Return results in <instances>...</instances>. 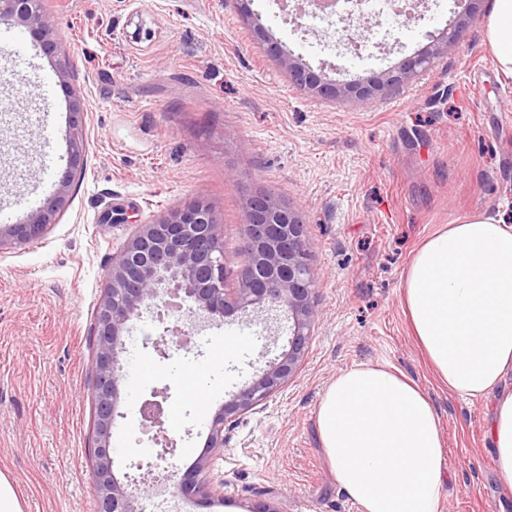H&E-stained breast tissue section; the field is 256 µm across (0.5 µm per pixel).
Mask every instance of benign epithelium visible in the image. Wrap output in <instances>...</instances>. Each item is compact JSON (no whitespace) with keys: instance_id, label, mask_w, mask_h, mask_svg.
Returning a JSON list of instances; mask_svg holds the SVG:
<instances>
[{"instance_id":"benign-epithelium-1","label":"benign epithelium","mask_w":512,"mask_h":512,"mask_svg":"<svg viewBox=\"0 0 512 512\" xmlns=\"http://www.w3.org/2000/svg\"><path fill=\"white\" fill-rule=\"evenodd\" d=\"M240 2L242 11L252 20L253 31L267 43L268 52L288 69L294 85L323 98L367 101L392 95L435 59L447 54L459 33L478 15L483 0H466L465 9L457 12L448 28L423 51L406 56L365 80L347 83L329 80L294 58L265 32L260 19L248 8L250 0ZM0 16L15 19L45 53H55L52 21L41 0H0ZM63 87L69 97L72 134L57 187L22 219L0 225V250L44 237L69 202L72 175L83 165L86 142L76 136L83 129V107L70 86L65 83ZM245 213L244 264L233 288L227 285L224 269V225L204 200L173 208L159 219L136 225L123 249L112 257L105 292L97 308L93 360V474L98 512H135L129 484L121 482L113 470L111 438L121 398L120 385L125 380L120 360L125 346L122 337L128 322L140 317L143 308L152 305L159 312L184 309L191 317L204 314L221 321L237 311L267 307L282 309L288 315V349L215 413L207 452L184 472L170 463L173 474L178 476L179 489L187 494L201 492L202 475L210 469L214 458L224 453V428L287 386L303 361L316 317L312 301L316 271L309 259L304 225L291 207L269 194L248 198ZM192 333V324L177 321L164 328V336L153 341L152 346L167 358L170 349H188ZM167 398L165 387L152 391L151 399L144 401V405L154 409L149 427L155 429L154 440L161 446V459L174 455L176 447L160 415L161 400Z\"/></svg>"}]
</instances>
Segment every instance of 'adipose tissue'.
Instances as JSON below:
<instances>
[{"mask_svg":"<svg viewBox=\"0 0 512 512\" xmlns=\"http://www.w3.org/2000/svg\"><path fill=\"white\" fill-rule=\"evenodd\" d=\"M484 42L512 80V0H494ZM401 305L449 392L493 402L486 428L501 494L512 501V225L476 212L436 229L401 282ZM316 432L360 512H439L444 439L428 396L387 364H359L327 386Z\"/></svg>","mask_w":512,"mask_h":512,"instance_id":"obj_1","label":"adipose tissue"}]
</instances>
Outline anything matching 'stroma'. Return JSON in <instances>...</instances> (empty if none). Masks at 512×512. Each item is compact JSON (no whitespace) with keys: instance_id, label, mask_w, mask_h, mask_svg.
Masks as SVG:
<instances>
[{"instance_id":"obj_1","label":"stroma","mask_w":512,"mask_h":512,"mask_svg":"<svg viewBox=\"0 0 512 512\" xmlns=\"http://www.w3.org/2000/svg\"><path fill=\"white\" fill-rule=\"evenodd\" d=\"M301 0H253L270 38L328 78L372 76L426 46L457 0H409L414 17L371 56L345 54L349 22L301 16ZM494 0L454 51L396 94L339 103L297 88L241 18L236 0H42L55 57L31 41H0V210L19 220L63 167L69 101L57 61L85 104L83 181L47 234L0 251V474L24 512H97L92 459L96 310L112 258L136 225L196 199L224 226V267L236 282L247 198L296 209L318 272V311L302 365L282 391L224 431L207 473L209 505L160 481L166 463L139 408L168 388L175 461L204 451L209 421L281 354L286 318L232 316L205 325L189 350L144 346L174 316L134 320L113 428V468L152 464L155 492L138 512H359L324 457L315 413L341 370L388 362L429 396L445 438L440 512H502L490 449L489 402L450 394L434 378L400 304L402 275L437 225L475 213L512 224V95L484 46ZM205 377L188 392L186 372Z\"/></svg>"}]
</instances>
